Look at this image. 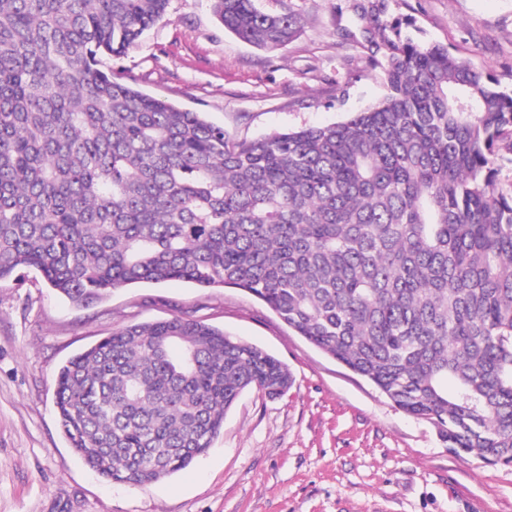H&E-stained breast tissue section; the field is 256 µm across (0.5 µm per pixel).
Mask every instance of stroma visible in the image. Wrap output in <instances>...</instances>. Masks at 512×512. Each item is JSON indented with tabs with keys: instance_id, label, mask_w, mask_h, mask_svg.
<instances>
[{
	"instance_id": "stroma-1",
	"label": "stroma",
	"mask_w": 512,
	"mask_h": 512,
	"mask_svg": "<svg viewBox=\"0 0 512 512\" xmlns=\"http://www.w3.org/2000/svg\"><path fill=\"white\" fill-rule=\"evenodd\" d=\"M358 0H256L302 28L268 50L225 31L209 0L165 18L112 69L141 91L205 113L227 137L345 120L383 94L361 48ZM382 22L484 66L512 90V0H379ZM188 316L282 360L287 392L250 389L211 448L151 484L101 479L73 454L54 404L57 373L116 329ZM0 512H512V466L449 451L430 424L288 328L239 288L175 281L87 307L33 271L0 282Z\"/></svg>"
}]
</instances>
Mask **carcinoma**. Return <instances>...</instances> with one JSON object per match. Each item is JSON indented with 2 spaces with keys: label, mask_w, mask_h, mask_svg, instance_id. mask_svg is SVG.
Listing matches in <instances>:
<instances>
[{
  "label": "carcinoma",
  "mask_w": 512,
  "mask_h": 512,
  "mask_svg": "<svg viewBox=\"0 0 512 512\" xmlns=\"http://www.w3.org/2000/svg\"><path fill=\"white\" fill-rule=\"evenodd\" d=\"M286 46L302 18L211 0ZM168 0H0V281L35 270L79 307L132 285L242 288L448 448L512 466V93L361 5L383 98L323 127L231 140L112 76ZM382 54L383 60L376 58ZM278 358L192 318L129 325L64 364L55 404L103 478L187 468Z\"/></svg>",
  "instance_id": "carcinoma-1"
}]
</instances>
